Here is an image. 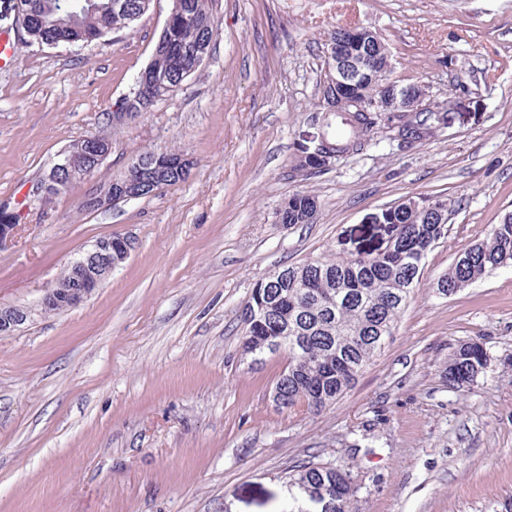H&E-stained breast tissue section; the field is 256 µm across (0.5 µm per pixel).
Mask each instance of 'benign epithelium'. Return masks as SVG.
Instances as JSON below:
<instances>
[{
    "label": "benign epithelium",
    "instance_id": "benign-epithelium-1",
    "mask_svg": "<svg viewBox=\"0 0 512 512\" xmlns=\"http://www.w3.org/2000/svg\"><path fill=\"white\" fill-rule=\"evenodd\" d=\"M368 35L370 31L357 28H341L336 31L328 51L324 85L334 88L341 103L355 112H397L400 99L406 96L410 88H401L395 81L387 80L381 87L380 96L372 100L367 99L359 88L365 72L392 70V63L387 57L364 54L348 58L345 55V46L359 42ZM161 100L162 97L155 92L153 74L147 67L136 78L131 94L112 113V122H125L143 112H149ZM110 149L109 139L101 136L84 139L83 147L77 150L71 147L65 149L32 190L33 195L46 202L72 185L87 180L106 159ZM171 166L182 175H188L189 161L181 155L172 157L164 152L156 158V167ZM139 198L141 192L121 176L112 179L106 186L87 191L81 205L88 211H99ZM17 228V214L0 208V245L12 239ZM134 244V238L121 235L96 242L70 263L72 275L68 281L58 280L45 291L36 310L24 306L0 305V335L15 332L35 311L45 314L59 307L68 309L80 305L112 274V270L128 258Z\"/></svg>",
    "mask_w": 512,
    "mask_h": 512
}]
</instances>
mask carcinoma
<instances>
[{"label":"carcinoma","instance_id":"1","mask_svg":"<svg viewBox=\"0 0 512 512\" xmlns=\"http://www.w3.org/2000/svg\"><path fill=\"white\" fill-rule=\"evenodd\" d=\"M34 16L25 44L52 40L68 45L88 44L110 37L133 20L113 8L114 0H93L91 7L62 12L61 0H24ZM211 0H171L164 25V50L152 56L163 94L177 80L173 64L203 43L220 22ZM380 117L371 112L325 109L322 115L327 144L338 153L364 150L372 141ZM400 121L399 136L416 139L428 122L445 123L440 112L390 114ZM315 197L298 192L288 197L278 218L283 224H307L315 215ZM389 222L398 232L385 252L372 260L319 257L279 267L265 278L273 298L265 301L260 323L246 331L242 355L259 362L266 354L284 353L288 365L275 387L290 409L320 411L355 385L358 377L391 335L422 273L428 253L445 234L448 218L439 212L413 209L407 203L390 208ZM512 266V212L504 215L484 240L455 258L436 285L448 297L486 273ZM279 336L276 348L267 337ZM487 366V354L478 342L461 345L444 369L446 381L458 388L473 384ZM289 500L281 512H344L353 493L350 471L304 464L286 476Z\"/></svg>","mask_w":512,"mask_h":512}]
</instances>
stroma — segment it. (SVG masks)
I'll list each match as a JSON object with an SVG mask.
<instances>
[{
	"instance_id": "1",
	"label": "stroma",
	"mask_w": 512,
	"mask_h": 512,
	"mask_svg": "<svg viewBox=\"0 0 512 512\" xmlns=\"http://www.w3.org/2000/svg\"><path fill=\"white\" fill-rule=\"evenodd\" d=\"M170 0L74 47L31 46L0 69V206L21 213L0 246V304L33 308L0 337V512H279L301 463L350 470V512H512V267L450 297L437 278L512 211V0H212L221 34L151 111L112 112L150 62ZM376 32L399 84L425 85L446 127L405 145L379 132L311 176L321 85L337 28ZM109 138L91 183L140 154L190 158L187 180L97 212L78 184L29 190L72 144ZM309 224L279 223L289 195ZM451 203L447 231L355 386L325 410L277 407L286 360L240 355L242 313L275 267L352 258L395 235L386 211ZM134 238L81 305L36 313L96 241ZM488 363L457 389L463 343ZM316 210L315 197L305 192H298L289 196L284 202L278 218L282 224H308ZM487 366V354L479 342L462 344L444 369L446 381L458 388L473 384Z\"/></svg>"
}]
</instances>
